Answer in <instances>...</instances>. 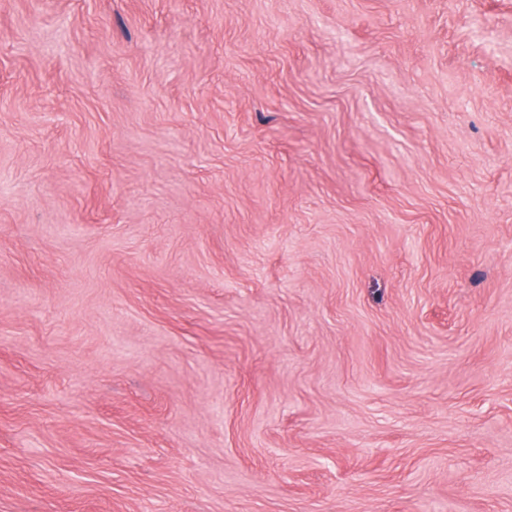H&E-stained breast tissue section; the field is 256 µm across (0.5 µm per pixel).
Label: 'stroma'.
I'll return each mask as SVG.
<instances>
[{
    "label": "stroma",
    "instance_id": "stroma-1",
    "mask_svg": "<svg viewBox=\"0 0 512 512\" xmlns=\"http://www.w3.org/2000/svg\"><path fill=\"white\" fill-rule=\"evenodd\" d=\"M0 512H512V0H0Z\"/></svg>",
    "mask_w": 512,
    "mask_h": 512
}]
</instances>
